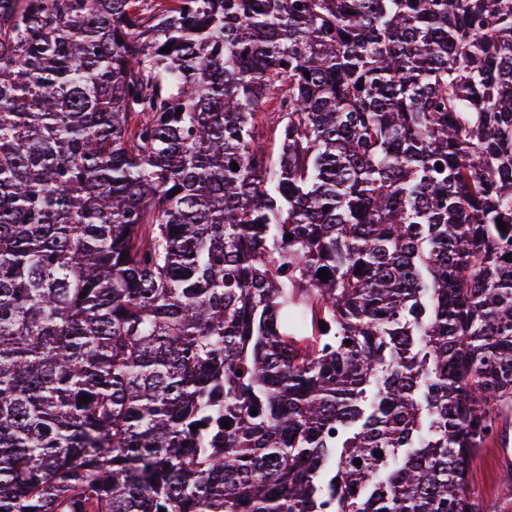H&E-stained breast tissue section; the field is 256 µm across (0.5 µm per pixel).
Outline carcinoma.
<instances>
[{
  "label": "carcinoma",
  "instance_id": "cac0c4a2",
  "mask_svg": "<svg viewBox=\"0 0 512 512\" xmlns=\"http://www.w3.org/2000/svg\"><path fill=\"white\" fill-rule=\"evenodd\" d=\"M508 408L512 0H0V512H481Z\"/></svg>",
  "mask_w": 512,
  "mask_h": 512
}]
</instances>
